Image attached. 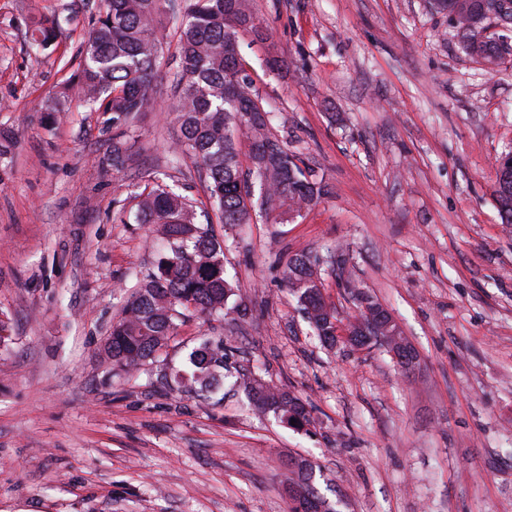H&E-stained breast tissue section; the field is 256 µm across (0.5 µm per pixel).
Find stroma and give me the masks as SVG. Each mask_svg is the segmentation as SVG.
<instances>
[{
	"instance_id": "1",
	"label": "stroma",
	"mask_w": 512,
	"mask_h": 512,
	"mask_svg": "<svg viewBox=\"0 0 512 512\" xmlns=\"http://www.w3.org/2000/svg\"><path fill=\"white\" fill-rule=\"evenodd\" d=\"M239 33L266 133L323 177L300 215L215 225L238 280L233 320L191 316L165 365L113 369L105 344L164 252L126 223L153 178L208 207L173 110L178 20L164 19L153 103L125 133L86 106L47 114L97 0H0V512H288L289 462L311 459L340 512H512V224L496 163L512 153V55H468L436 0H253ZM72 9L55 56L29 37ZM332 254L324 294L393 315L417 359L323 344L289 292L291 256ZM293 391L311 423L252 412L243 392L170 389L203 337Z\"/></svg>"
}]
</instances>
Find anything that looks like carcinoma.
<instances>
[{
	"instance_id": "carcinoma-1",
	"label": "carcinoma",
	"mask_w": 512,
	"mask_h": 512,
	"mask_svg": "<svg viewBox=\"0 0 512 512\" xmlns=\"http://www.w3.org/2000/svg\"><path fill=\"white\" fill-rule=\"evenodd\" d=\"M453 16L465 52L483 60L502 59L512 53V41L501 34H485L489 16L480 4L471 2L466 12L457 10L459 0H439ZM169 0H100L98 15L80 42L76 57L59 58L71 68L45 108L60 112L72 91L97 111L111 114L107 123L120 130L138 113L147 110L152 84L157 75L161 50L162 18ZM73 21L52 11L32 21L31 39L46 50L56 43L63 24ZM256 27L252 0H185L179 13V69L174 73L181 125L180 152L194 158L208 181L211 209L222 224H248L252 220L248 180L255 177L264 189L261 210L281 209L300 214L302 209L327 194L323 180L302 165L276 140L254 141L250 160L253 169L244 172L238 137L262 134L270 124V113L260 111L261 102L252 82L243 74L237 58L238 32ZM506 183L509 193L497 189L496 205L505 224H512V174ZM133 215L136 224H157L166 241L164 257L138 282L137 288L112 323V340L106 347L112 365L125 372L158 362L177 329L193 310L222 317L238 311L229 301L237 288L225 268L224 242L211 232L210 213L196 211L183 195L160 178L146 193ZM318 256L296 254L288 261V286L305 315L324 308L323 283ZM336 309L331 317L321 316L312 325L314 333L328 345L336 343ZM233 351L224 343L202 339L190 355V380L205 389L227 377L241 389L255 411L269 412L270 401L282 397L295 401V412L307 423L310 411L297 396L261 380L250 383L247 374L233 369ZM296 476L289 512H336L335 505L312 483L313 469L291 468Z\"/></svg>"
}]
</instances>
